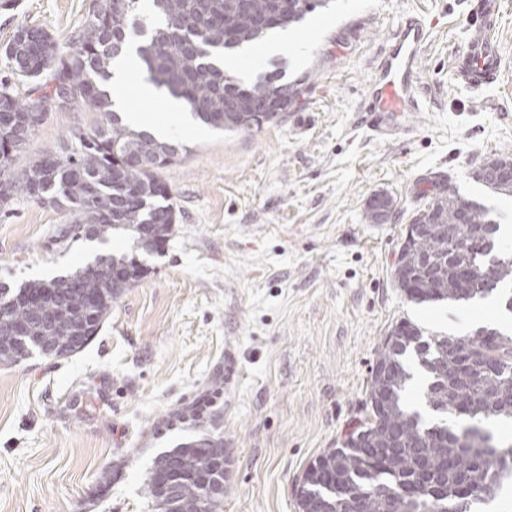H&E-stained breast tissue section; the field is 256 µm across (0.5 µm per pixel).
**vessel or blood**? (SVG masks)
Here are the masks:
<instances>
[{"instance_id":"b4317fda","label":"vessel or blood","mask_w":512,"mask_h":512,"mask_svg":"<svg viewBox=\"0 0 512 512\" xmlns=\"http://www.w3.org/2000/svg\"><path fill=\"white\" fill-rule=\"evenodd\" d=\"M501 0H479L478 22L467 41V50L453 60L456 79L468 87L493 82L500 67L499 30L496 18ZM429 37L427 25L414 18L391 34L384 52L376 59L373 76L363 101L376 136L389 138L406 130L408 117L422 109L417 94L420 53Z\"/></svg>"}]
</instances>
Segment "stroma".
Listing matches in <instances>:
<instances>
[{
    "mask_svg": "<svg viewBox=\"0 0 512 512\" xmlns=\"http://www.w3.org/2000/svg\"><path fill=\"white\" fill-rule=\"evenodd\" d=\"M93 0H0L3 53L16 28L41 26L71 51ZM472 0H334L253 65L282 67L300 93L275 124L221 132L184 121L131 73L125 100L144 128L173 127L187 155L166 169L173 234L158 251L130 232L107 249L136 256L128 288L93 342L67 358L0 363V512H152L153 458L203 433L231 463L224 512H298L296 484L368 416V386L393 327L427 336L512 333L495 299L417 304L395 282L419 194L447 176L512 226V198L477 183L489 154L512 152V0H501V69L473 91L452 59L466 47ZM431 30L421 52L422 111L383 140L361 110L375 58L411 17ZM99 113L47 107L25 154L58 150ZM377 193L394 208L369 223ZM67 213L21 194L0 208V283L17 287L89 265L86 240H56Z\"/></svg>",
    "mask_w": 512,
    "mask_h": 512,
    "instance_id": "stroma-1",
    "label": "stroma"
}]
</instances>
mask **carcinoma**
Instances as JSON below:
<instances>
[{
    "label": "carcinoma",
    "mask_w": 512,
    "mask_h": 512,
    "mask_svg": "<svg viewBox=\"0 0 512 512\" xmlns=\"http://www.w3.org/2000/svg\"><path fill=\"white\" fill-rule=\"evenodd\" d=\"M141 0H99L85 19L94 38L78 41L68 55L43 27H25L8 41L5 54L17 82L31 85L21 99L9 82H0V110L23 120L32 108V94L60 82L68 89L63 110L87 105L102 115L89 131L74 129L60 148L53 178L29 197L69 212L63 238L75 239L89 229L90 238L104 241L113 230H130L142 245L158 248L176 223L168 182L162 173L179 150L151 132L133 128L112 110L106 89L112 63L124 55L135 34L144 36L137 55L150 81L183 101L202 124L224 131H249L279 121L295 101L297 82H283L277 72L243 85L223 64L226 51L250 45L277 30L293 28L331 0H250L242 12L237 0H149L152 20L145 25ZM32 136L0 127V206L22 190L26 172L14 161ZM512 165L511 153L484 159L473 176L498 194L512 196V179L492 178L490 169ZM433 191L412 223L424 224L421 236L400 246V263L411 266L417 254L428 259L412 284L397 283L416 303L458 305L484 298L498 286L512 285V248L489 210L463 198L451 178L431 182ZM393 203L385 194L367 205L368 219L381 221L379 210ZM485 247L469 251L475 237ZM495 268V285L484 270ZM141 270L126 256L98 257L85 268L79 288L60 276L32 282L16 290L30 294L52 287L54 292L30 306L17 302L0 318V336L9 335L12 321L29 324L27 349L70 356L84 349L100 332L112 302L124 291L112 283V268ZM390 335L378 357L389 366L387 378L370 379L369 419L338 448H329L305 469L319 508L332 512H474L478 503L493 500L512 486V440L497 439L483 428L491 419H512V335L496 329L470 336L424 339L421 329L405 320ZM415 354L427 377L424 398L439 420L426 421L408 404L413 378L404 362ZM224 442L181 444L153 461L150 496L154 512H224V492H204L205 484L224 481Z\"/></svg>",
    "instance_id": "cac0c4a2"
}]
</instances>
